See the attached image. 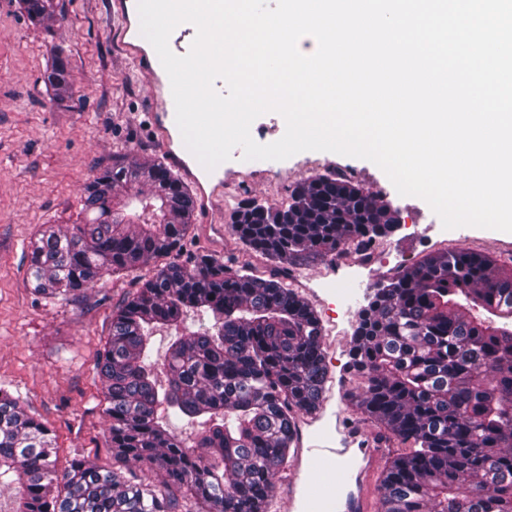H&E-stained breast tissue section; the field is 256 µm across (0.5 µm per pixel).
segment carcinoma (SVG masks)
<instances>
[{
    "label": "carcinoma",
    "mask_w": 512,
    "mask_h": 512,
    "mask_svg": "<svg viewBox=\"0 0 512 512\" xmlns=\"http://www.w3.org/2000/svg\"><path fill=\"white\" fill-rule=\"evenodd\" d=\"M21 4L47 28L59 14V0ZM46 81L54 104L72 100L63 58ZM290 199L241 205L232 227L246 258L226 260L187 248L196 201L183 183L125 156L86 183L80 223L30 243L33 289L57 301L169 261L112 311L95 365L112 457L143 469L128 477L76 456L58 470L53 432L0 385V487L16 491L15 512H180L174 487L185 512H269L294 416L318 408L328 372L314 309L247 257H333L395 228L390 207L349 177L304 179ZM159 325L176 337L152 361ZM350 358L354 412L410 445L382 478L381 512H512V264L447 250L376 284ZM171 415L204 418L193 443L169 430Z\"/></svg>",
    "instance_id": "obj_1"
}]
</instances>
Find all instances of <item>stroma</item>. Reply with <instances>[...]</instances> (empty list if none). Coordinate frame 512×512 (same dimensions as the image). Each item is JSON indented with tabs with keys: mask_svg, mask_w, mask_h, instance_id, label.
Instances as JSON below:
<instances>
[{
	"mask_svg": "<svg viewBox=\"0 0 512 512\" xmlns=\"http://www.w3.org/2000/svg\"><path fill=\"white\" fill-rule=\"evenodd\" d=\"M109 2L63 0L62 19L48 29L30 22L20 0H0V384L9 385L55 431L61 468L78 455L101 469L112 467L95 364L112 310L136 289L137 274L106 276L68 303L49 301L35 295L28 282V244L43 225L65 228L77 222L83 186L96 170L126 155L165 158L147 115L153 87L121 49L122 23ZM58 56L66 60L73 84V100L65 110L52 103L44 79ZM339 164L352 169L355 182L381 195L401 217L396 229L376 243V263L336 266L319 258L278 266L259 255L249 262L259 276L283 278L314 308L328 371L321 406L352 421L350 341L373 285L446 250L512 258V233L444 229L424 200L399 195L373 162L304 151L283 161L225 165L226 194L208 210L195 211L189 243L241 257L230 218L243 200L283 204L297 182Z\"/></svg>",
	"mask_w": 512,
	"mask_h": 512,
	"instance_id": "obj_1",
	"label": "stroma"
}]
</instances>
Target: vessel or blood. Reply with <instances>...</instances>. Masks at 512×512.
<instances>
[{"label": "vessel or blood", "instance_id": "obj_1", "mask_svg": "<svg viewBox=\"0 0 512 512\" xmlns=\"http://www.w3.org/2000/svg\"><path fill=\"white\" fill-rule=\"evenodd\" d=\"M126 51L148 78L163 73L157 54L147 53L140 39L129 40ZM152 104L153 126L167 148L170 167L202 189V202H209L211 194L223 192V174L202 179L191 153L183 147L172 148L171 133L177 128L172 94L155 96ZM320 436L319 444L299 448L293 470L281 486L289 512H377L370 485L382 454L380 442L360 429L340 432L329 423L323 425Z\"/></svg>", "mask_w": 512, "mask_h": 512}]
</instances>
